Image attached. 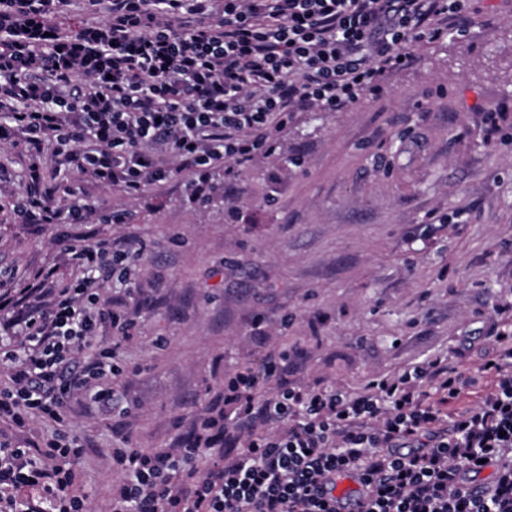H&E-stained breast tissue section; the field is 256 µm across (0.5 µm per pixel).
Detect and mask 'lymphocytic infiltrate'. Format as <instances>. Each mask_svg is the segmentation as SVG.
<instances>
[{
  "mask_svg": "<svg viewBox=\"0 0 512 512\" xmlns=\"http://www.w3.org/2000/svg\"><path fill=\"white\" fill-rule=\"evenodd\" d=\"M475 0H0V145L41 151L19 224H81L87 206L56 203L74 169L137 195L148 184L238 166L263 152L296 112L342 111L411 64L414 44L465 34ZM76 276L42 268L0 289V421L33 418L56 431L35 448L0 439V512H89L64 430L74 399L106 406L114 358L136 321L106 295L143 245L61 244ZM111 341H104V333ZM295 349L267 356L275 387L225 373L187 435L165 448L121 436L107 460V512H512V326H502L474 374L440 360L378 375L363 390L293 380ZM473 407L454 405L477 379ZM496 469L471 491V475ZM348 478L355 496L339 499Z\"/></svg>",
  "mask_w": 512,
  "mask_h": 512,
  "instance_id": "f902f5d3",
  "label": "lymphocytic infiltrate"
}]
</instances>
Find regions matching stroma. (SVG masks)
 Returning a JSON list of instances; mask_svg holds the SVG:
<instances>
[{"mask_svg": "<svg viewBox=\"0 0 512 512\" xmlns=\"http://www.w3.org/2000/svg\"><path fill=\"white\" fill-rule=\"evenodd\" d=\"M483 3L469 34L414 45L410 66L346 111L295 113L244 166L136 197L62 171L58 201L87 202L85 224H17L0 198L1 283L52 266L68 279L60 237L146 247L110 284L115 300L125 281L140 287L111 382L119 407L76 403L66 421L93 508L117 478L105 455L118 429L167 447L237 369L269 392V346H300L304 383L353 391L437 355L470 365L512 321V0ZM495 109L490 139L482 117ZM115 210L125 223L101 221Z\"/></svg>", "mask_w": 512, "mask_h": 512, "instance_id": "stroma-1", "label": "stroma"}]
</instances>
